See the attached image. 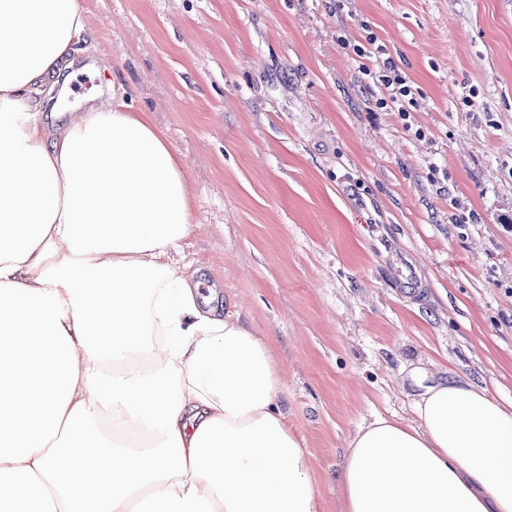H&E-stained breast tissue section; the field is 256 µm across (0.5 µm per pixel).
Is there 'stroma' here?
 I'll return each mask as SVG.
<instances>
[{"label": "stroma", "mask_w": 512, "mask_h": 512, "mask_svg": "<svg viewBox=\"0 0 512 512\" xmlns=\"http://www.w3.org/2000/svg\"><path fill=\"white\" fill-rule=\"evenodd\" d=\"M66 112L112 76L185 163L180 260L269 337L323 512L376 417L512 401V0H82ZM413 81L409 118L355 46Z\"/></svg>", "instance_id": "stroma-1"}]
</instances>
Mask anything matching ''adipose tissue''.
Here are the masks:
<instances>
[{
	"label": "adipose tissue",
	"mask_w": 512,
	"mask_h": 512,
	"mask_svg": "<svg viewBox=\"0 0 512 512\" xmlns=\"http://www.w3.org/2000/svg\"><path fill=\"white\" fill-rule=\"evenodd\" d=\"M81 0H0V512H322L267 337L173 256L183 164L125 85L52 121ZM336 475L343 512H512V403L429 386Z\"/></svg>",
	"instance_id": "ef3b65f1"
}]
</instances>
